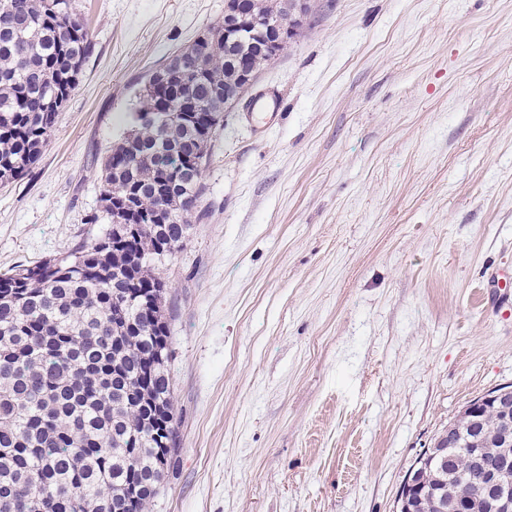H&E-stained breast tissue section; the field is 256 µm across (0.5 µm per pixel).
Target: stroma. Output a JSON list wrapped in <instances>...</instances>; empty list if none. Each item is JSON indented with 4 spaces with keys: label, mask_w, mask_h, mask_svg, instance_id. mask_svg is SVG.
<instances>
[{
    "label": "stroma",
    "mask_w": 512,
    "mask_h": 512,
    "mask_svg": "<svg viewBox=\"0 0 512 512\" xmlns=\"http://www.w3.org/2000/svg\"><path fill=\"white\" fill-rule=\"evenodd\" d=\"M73 7L95 52L0 186V272L106 233L96 160L225 0ZM267 90L274 119L246 107ZM245 97L160 269L180 453L148 512H393L449 421L512 385V0H310Z\"/></svg>",
    "instance_id": "1"
}]
</instances>
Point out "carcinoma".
I'll return each mask as SVG.
<instances>
[{
  "mask_svg": "<svg viewBox=\"0 0 512 512\" xmlns=\"http://www.w3.org/2000/svg\"><path fill=\"white\" fill-rule=\"evenodd\" d=\"M267 19V0H238ZM195 45L197 65L158 90L145 88L130 130L100 164L102 219L127 211L129 235L0 274V512H145L180 452L166 368L165 283L156 263L178 251L204 193L211 140L224 122L232 58L269 61L263 36ZM71 0H0V185L38 159L56 113L93 54ZM192 104L195 120L167 122ZM156 114L153 123L141 115ZM497 413H484V445L500 449ZM415 469L417 512H448V488L482 512L481 472L463 448L469 421L448 422Z\"/></svg>",
  "mask_w": 512,
  "mask_h": 512,
  "instance_id": "1",
  "label": "carcinoma"
}]
</instances>
